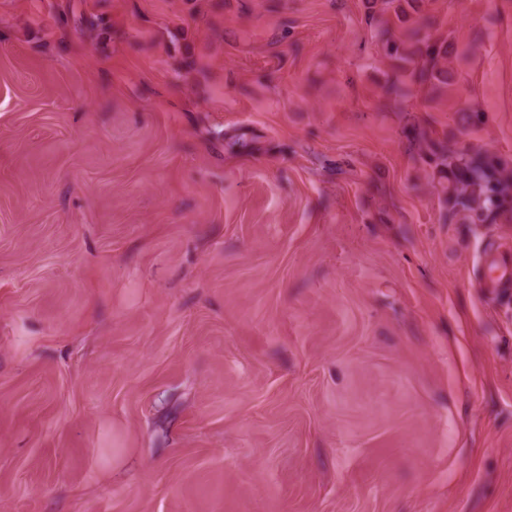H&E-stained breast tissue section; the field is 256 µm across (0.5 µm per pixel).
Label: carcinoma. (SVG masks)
<instances>
[{
	"label": "carcinoma",
	"instance_id": "1",
	"mask_svg": "<svg viewBox=\"0 0 512 512\" xmlns=\"http://www.w3.org/2000/svg\"><path fill=\"white\" fill-rule=\"evenodd\" d=\"M421 0H366L370 17L385 37L384 56L394 69L408 75L411 84L437 90L452 79L448 36L421 32L415 15ZM418 154L437 169L448 184L443 187L450 216L495 224L512 214V166L484 151H458L445 138L429 131L415 137Z\"/></svg>",
	"mask_w": 512,
	"mask_h": 512
}]
</instances>
